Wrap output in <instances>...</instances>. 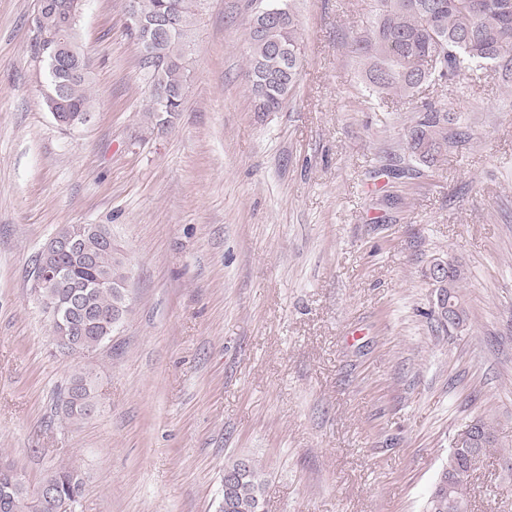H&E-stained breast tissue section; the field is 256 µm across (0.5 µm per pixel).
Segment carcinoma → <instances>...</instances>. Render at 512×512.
I'll use <instances>...</instances> for the list:
<instances>
[{"label": "carcinoma", "mask_w": 512, "mask_h": 512, "mask_svg": "<svg viewBox=\"0 0 512 512\" xmlns=\"http://www.w3.org/2000/svg\"><path fill=\"white\" fill-rule=\"evenodd\" d=\"M83 0H41L44 31L48 49L62 38L75 45V56L86 58L79 44L77 30L69 27L73 2ZM147 21L158 20L172 11L179 22V33L155 47L161 59L158 80L171 92L165 115L154 102L146 108L148 124H165L182 111L186 76L183 57L192 18L194 0H128ZM283 19L263 29L256 28L260 17L249 24V53L245 79L253 96L256 112H278L296 88L301 66L293 65L301 55L298 22L295 13L282 7ZM352 51L366 61L367 78L378 95L396 94L413 97L419 84L450 80L477 66L495 64L512 70V0H375V13L369 29L351 39ZM46 63V95L59 88L62 97L52 100L51 111L70 109L76 114L93 112L89 92V66L69 73L51 62ZM455 120L451 112L429 109L418 117L406 135L408 149L421 163L432 165L448 147L447 125ZM107 228L96 224L79 242L76 253L58 257L65 271L60 287L53 289L58 301L68 304L74 293L82 295V305L89 314L107 317L93 329L80 335L77 343L70 336H56L57 345L69 354L95 351L112 339L109 317L124 314L127 298L123 288H101L110 280L122 283L127 278L124 262L114 248L103 241ZM95 378L86 369H75L60 398L65 418L80 422L89 416L81 406L70 404L67 396L75 389L86 405L96 404ZM266 485L263 470L250 462V468L233 491V512H260ZM49 486L66 498L79 502L85 488L82 474L69 466L51 468L39 486L31 489L24 479L14 480L0 471V512H47L39 508V489ZM448 496L432 490L425 512H453Z\"/></svg>", "instance_id": "cac0c4a2"}]
</instances>
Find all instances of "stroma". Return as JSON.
I'll return each instance as SVG.
<instances>
[{"label": "stroma", "instance_id": "35a3bbf8", "mask_svg": "<svg viewBox=\"0 0 512 512\" xmlns=\"http://www.w3.org/2000/svg\"><path fill=\"white\" fill-rule=\"evenodd\" d=\"M374 0H195L183 110L148 127L126 0H84L91 122L60 128L34 51L38 0H0V457L28 486L86 482L76 512H217L256 461L264 512H424L457 432L495 446L470 488L512 512V72L378 97L350 40ZM293 8L298 89L254 112L258 10ZM455 112L434 165L406 148L424 104ZM68 224H104L127 268L109 343L57 348L34 264ZM455 260L468 320L434 316ZM97 411L66 421L74 366ZM95 378L93 373L86 369L75 368L71 375L68 385L65 387L60 398L61 409L65 418L71 422H80L89 416V412L85 411L81 405L74 406L67 396L70 395L72 389L80 391V398L86 405H95Z\"/></svg>", "mask_w": 512, "mask_h": 512}]
</instances>
